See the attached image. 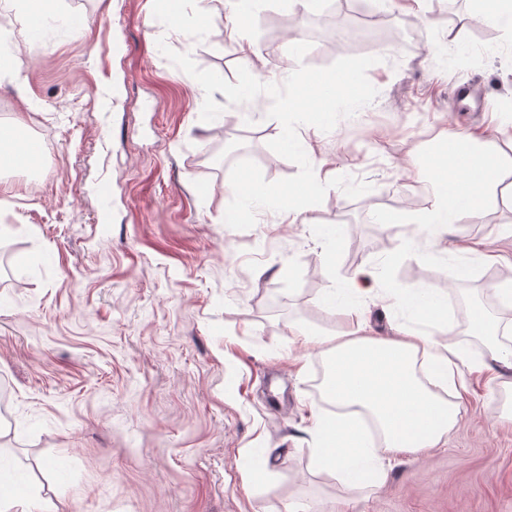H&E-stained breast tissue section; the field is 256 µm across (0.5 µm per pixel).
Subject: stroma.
<instances>
[{"label": "stroma", "mask_w": 512, "mask_h": 512, "mask_svg": "<svg viewBox=\"0 0 512 512\" xmlns=\"http://www.w3.org/2000/svg\"><path fill=\"white\" fill-rule=\"evenodd\" d=\"M320 0H263L244 26L256 54L226 36L229 0H54L55 20L24 36L0 10V114L44 133L38 179L0 174V497L38 498L42 512H512V424L483 373L470 376L446 447L401 456L382 485L350 488L322 470L308 433L324 410L322 347L292 341L301 324L333 336L361 268L377 277L364 302L374 334L441 326L384 295L432 288L449 308L478 303L512 319L494 288L512 280V203L448 225L446 242H480L493 263L445 249L386 215H424V168L441 130L487 132L497 152L512 130V32L484 20L478 0H387L367 39L328 36ZM464 30L461 41L450 35ZM310 42L303 61L293 36ZM190 54L235 81L243 65L282 83L298 66L377 55L376 100L330 132L304 131L310 162L336 185L305 223L267 197L225 192L206 145L247 129L266 180L298 167L268 143L281 132L271 100L200 119L205 94L161 53ZM480 86L491 108L461 109L455 85ZM207 185L199 193L198 185ZM246 209L242 223L224 214Z\"/></svg>", "instance_id": "35a3bbf8"}]
</instances>
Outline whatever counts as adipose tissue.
<instances>
[{
	"label": "adipose tissue",
	"instance_id": "ef3b65f1",
	"mask_svg": "<svg viewBox=\"0 0 512 512\" xmlns=\"http://www.w3.org/2000/svg\"><path fill=\"white\" fill-rule=\"evenodd\" d=\"M478 136L458 134L448 148L427 157L435 194L428 223L455 224L476 216L495 200L499 172L512 156L478 149ZM454 190H447L446 180ZM493 362L487 373L498 381L499 366L512 368V324L476 312L471 324ZM293 336L303 344L326 348L324 398L328 414L313 412L310 430L318 439L317 463L358 481L363 467L386 476L397 457L424 448H441L460 420L459 405L467 392V375L475 366L469 350L455 339L397 330L391 336L349 331L322 336L297 326Z\"/></svg>",
	"mask_w": 512,
	"mask_h": 512
}]
</instances>
